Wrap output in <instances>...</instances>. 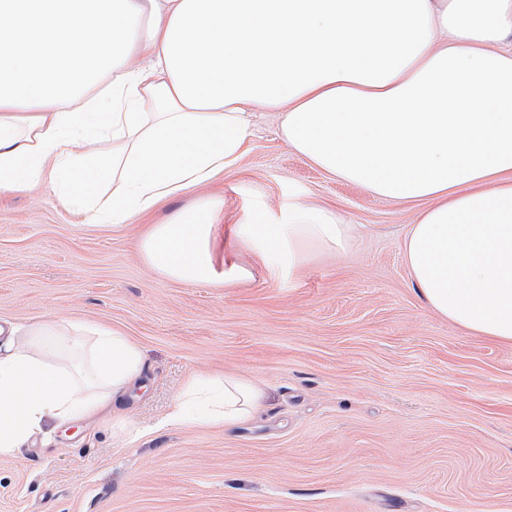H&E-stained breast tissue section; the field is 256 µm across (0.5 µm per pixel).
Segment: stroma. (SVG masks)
I'll list each match as a JSON object with an SVG mask.
<instances>
[{
  "instance_id": "stroma-1",
  "label": "stroma",
  "mask_w": 512,
  "mask_h": 512,
  "mask_svg": "<svg viewBox=\"0 0 512 512\" xmlns=\"http://www.w3.org/2000/svg\"><path fill=\"white\" fill-rule=\"evenodd\" d=\"M210 195L225 244L303 200L341 218L346 246L290 273L240 249L252 276L230 284L160 276L144 224ZM420 209L318 169L262 107L230 172L141 220L85 223L46 185L0 192V323L118 328L146 362L112 413L0 456V512H512V345L418 295L403 243ZM193 373L251 379L262 403L231 429L168 423Z\"/></svg>"
}]
</instances>
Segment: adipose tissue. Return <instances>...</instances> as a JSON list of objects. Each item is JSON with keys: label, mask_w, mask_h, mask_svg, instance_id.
I'll list each match as a JSON object with an SVG mask.
<instances>
[{"label": "adipose tissue", "mask_w": 512, "mask_h": 512, "mask_svg": "<svg viewBox=\"0 0 512 512\" xmlns=\"http://www.w3.org/2000/svg\"><path fill=\"white\" fill-rule=\"evenodd\" d=\"M509 37L512 0H0V191L48 181L87 222L123 224L231 169L263 105L321 170L423 203L404 242L420 296L512 344ZM144 40L147 63L135 55ZM223 207L149 225L141 258L167 279L212 283ZM236 236L292 271L309 245L343 249L345 226L297 201L287 223L259 213ZM144 370L139 345L113 327L40 321L22 342L6 338L0 455L45 424L111 409ZM261 401L250 380L195 374L168 420L230 427Z\"/></svg>", "instance_id": "ef3b65f1"}]
</instances>
